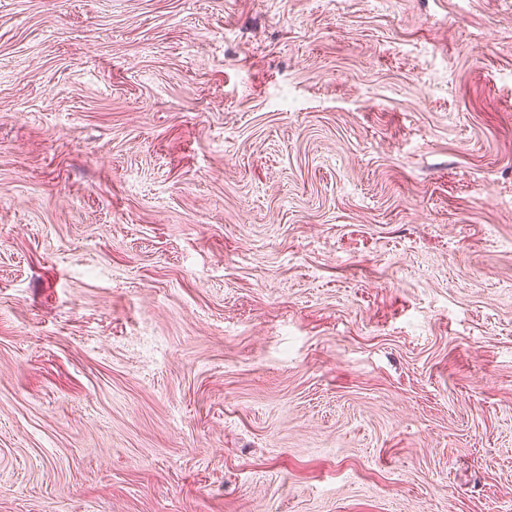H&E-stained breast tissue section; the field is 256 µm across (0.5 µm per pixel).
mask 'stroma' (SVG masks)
Masks as SVG:
<instances>
[{
	"label": "stroma",
	"mask_w": 512,
	"mask_h": 512,
	"mask_svg": "<svg viewBox=\"0 0 512 512\" xmlns=\"http://www.w3.org/2000/svg\"><path fill=\"white\" fill-rule=\"evenodd\" d=\"M0 512H512V0H0Z\"/></svg>",
	"instance_id": "stroma-1"
}]
</instances>
